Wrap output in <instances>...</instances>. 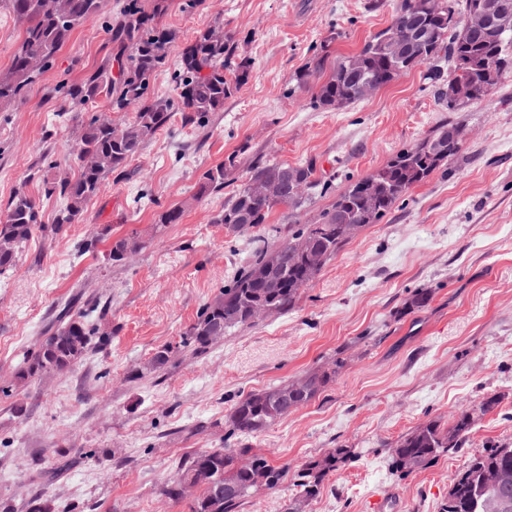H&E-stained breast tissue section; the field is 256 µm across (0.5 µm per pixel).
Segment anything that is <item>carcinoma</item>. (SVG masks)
<instances>
[{
  "instance_id": "cac0c4a2",
  "label": "carcinoma",
  "mask_w": 512,
  "mask_h": 512,
  "mask_svg": "<svg viewBox=\"0 0 512 512\" xmlns=\"http://www.w3.org/2000/svg\"><path fill=\"white\" fill-rule=\"evenodd\" d=\"M501 0H401L390 24L372 35L354 54L343 56L327 65L329 53L313 59L297 75V89L311 93L312 107L336 109L362 99L356 81L368 82L381 89L408 70L426 64L428 79L449 111L481 102L489 97L503 73L512 70V15L501 24L473 32L466 27L472 13L495 15ZM8 10L23 29L7 71L0 73V101L20 98L52 67L57 53L76 27L93 19L100 0H0V9ZM167 10V0H151L144 9L139 0H131L127 18L112 29L117 45V73L109 70L93 73L67 86L65 99L71 104H86L102 96L111 112H123L130 106L137 112L128 122L94 115L81 125L75 152L77 173L44 180L45 192L63 200L51 226L42 224L40 205L28 196L11 200L0 222V274L16 267L22 247L36 234L51 230L57 234L83 219L89 199L96 196L106 177L121 173L138 156L145 144L169 122L174 112L186 113L190 121L208 112L224 108V100L236 93L248 79L251 60L236 53L235 36L221 40L205 29L186 42L179 41L177 31L159 26L157 15ZM178 50L180 72L172 97H153L150 83L165 65L169 53ZM450 122H444L430 136L400 150L390 161L371 175L351 183L336 196L329 208L315 221L288 235L272 248L259 249L254 261L238 272L229 287L207 303L198 320L189 329L182 345L197 352L205 351L215 335L253 326L246 308L254 302L265 303L276 313H285L298 300L301 291L321 273L292 254L299 238H308L326 252L331 260L351 235L345 226L363 227L377 224L396 202L413 187L425 182L435 171L448 170V161L459 151L460 144L448 139ZM235 155L224 164L206 171L199 182V194L224 187L225 171L235 166ZM286 164L256 162L247 180L233 191L217 222L234 232L249 231L265 224L271 213L284 207L297 213L311 202L320 186L316 166L309 162L296 167L304 189L291 190L278 199L262 195L268 181L282 178ZM369 183L378 193L377 203L367 209L361 202V187ZM183 210L172 206L158 212L155 224H178ZM146 248L135 235L112 243L109 257L114 263L124 261L127 253ZM283 263L286 277L279 288H262L251 276L253 268L265 263L272 254ZM221 332H215V328ZM98 328L80 312L71 315L44 337L37 350L23 361L17 378L62 373L75 364L89 349ZM309 386L304 404L323 392L333 373L315 369L307 373ZM290 383L251 392L237 401L225 421L232 435L249 436L274 425L280 418L268 409V400ZM497 396H486L477 405L462 409L444 427L429 420L401 436L390 449L391 469L411 473L428 467L444 453L458 450L480 417L494 411ZM349 451L336 448L309 461L294 474L295 493L305 500L320 493L326 477L336 471ZM250 457L264 482L252 480L253 471L238 467L242 457ZM491 471L512 472V446L503 444L485 449L474 457L467 469L448 487V501L443 512H491L495 492L485 484ZM222 478L239 486V491L216 499L213 482ZM288 481V466L274 465L266 457L250 454V449L213 448L196 452L180 464L177 478L165 489L172 501L184 499L178 488L189 483L197 490L190 512H238L243 502L259 488L274 489Z\"/></svg>"
}]
</instances>
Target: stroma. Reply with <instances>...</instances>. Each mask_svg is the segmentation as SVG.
<instances>
[{
    "mask_svg": "<svg viewBox=\"0 0 512 512\" xmlns=\"http://www.w3.org/2000/svg\"><path fill=\"white\" fill-rule=\"evenodd\" d=\"M401 0H169L158 24L187 40L216 24L251 58L247 82L204 121L174 113L124 172L106 178L80 223L37 233L17 267L0 275V502L28 512H188L163 489L187 454L224 445V422L248 393L319 367L336 375L312 403L288 412L246 446L298 468L330 450L349 458L320 494L299 501L289 485L262 489L239 512H442L452 479L486 447L512 444V72L489 98L459 112L439 100L426 66L338 110L316 109L296 75L321 43L355 53L385 28ZM128 0H101L53 66L22 98L0 102V211L17 195L40 202L52 224L61 202L44 193L48 171L73 173L80 124L104 100L71 105L56 88L111 68V28ZM466 136L448 172L402 196L360 228L303 290L295 306L227 334L204 354L181 346L203 306L251 258L310 223L351 181L368 176L443 121ZM239 153L224 187L199 196V178ZM315 162L331 187L299 216L278 208L243 233L218 224L253 162ZM183 209L159 226L158 211ZM145 249L110 261L113 240ZM434 297L410 308L417 289ZM90 313L99 329L67 372L19 380L62 311ZM170 347V361L152 365ZM494 393L464 447L401 476L389 448L417 425L448 423Z\"/></svg>",
    "mask_w": 512,
    "mask_h": 512,
    "instance_id": "1",
    "label": "stroma"
}]
</instances>
